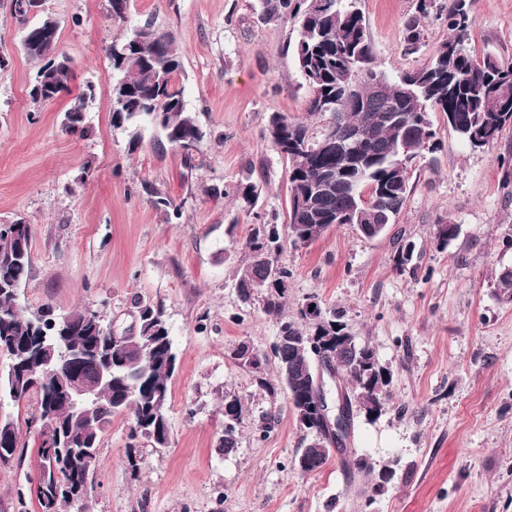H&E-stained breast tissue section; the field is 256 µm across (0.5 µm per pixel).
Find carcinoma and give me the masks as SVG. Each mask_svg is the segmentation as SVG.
Instances as JSON below:
<instances>
[{
    "mask_svg": "<svg viewBox=\"0 0 512 512\" xmlns=\"http://www.w3.org/2000/svg\"><path fill=\"white\" fill-rule=\"evenodd\" d=\"M270 19H291L298 37L294 60L310 88L306 117L273 115L267 138L274 150L290 163L288 199L310 200L305 219L287 225L288 243L306 247L318 241L335 224L360 208V194L371 185L383 190L373 206L378 224L398 222L409 189L411 163L424 151L435 148L436 133L430 113L448 117V126L472 148L480 149L501 141L512 126V64L492 55L478 57L468 49L474 17L471 0H448V39L427 63L393 76L379 68L358 0H261ZM32 32L26 54L42 62L35 79L48 77L58 94L68 91L71 65L48 70L47 58L58 52L59 23L46 15L29 25ZM423 39L418 19L406 28L403 50L413 54ZM112 69V126L146 123L163 133L175 149L185 142H199L204 133L195 113L186 107L183 90L176 83L181 62L173 37L147 20L112 40L106 50ZM359 73L357 90L350 91L354 73ZM94 98L88 84L75 94L67 110L87 111ZM327 114L330 121L323 133L344 136L363 125V154L353 157L339 149L315 155L302 164L295 161L299 148L321 141L311 134L308 118ZM64 131L87 138L91 128L81 116L69 118ZM33 225L26 222L0 224V355L9 359L0 371V403L16 406L36 397L35 411L25 420L37 430V476L34 493L41 512H59L63 505L79 503L93 489L98 468L99 445L117 414L128 416L132 443L151 441L156 448L169 444L168 420L150 414L154 398L169 401V381L177 367V354L164 310L145 304L139 310L138 330L111 337L101 316L90 309L58 316L45 305L27 313L18 303V290L31 272ZM267 250L269 261L255 253ZM282 240L278 225L255 224L241 244L246 260L238 268V288L246 299L256 295L263 310L279 317L272 356L277 363L278 384L263 376L257 383L273 394L284 388L301 430L314 432L304 421L303 399L309 394L306 370L318 350L311 339L328 340L329 356L336 371L351 386V397L368 422L381 414L389 380L376 352L354 335L338 342L347 327L336 311H324L317 319L299 310V318L282 316L288 287L283 280L292 271L281 267L284 279L272 277L270 266L279 264ZM84 351L75 366L59 363L47 371L49 358L70 348ZM112 367V385L98 405L71 401L59 395L74 371L94 377L102 366ZM224 419L234 425L224 428L221 447H237L236 424L241 420V400L224 395ZM75 444L89 442L90 454H75L54 440L57 432ZM10 436V447L0 442V462L12 460L19 448L18 428Z\"/></svg>",
    "mask_w": 512,
    "mask_h": 512,
    "instance_id": "cac0c4a2",
    "label": "carcinoma"
}]
</instances>
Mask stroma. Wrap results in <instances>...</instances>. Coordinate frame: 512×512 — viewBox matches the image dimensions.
Instances as JSON below:
<instances>
[{
  "label": "stroma",
  "mask_w": 512,
  "mask_h": 512,
  "mask_svg": "<svg viewBox=\"0 0 512 512\" xmlns=\"http://www.w3.org/2000/svg\"><path fill=\"white\" fill-rule=\"evenodd\" d=\"M381 69L423 66L448 36L445 21L421 20L424 42L405 54L417 0H358ZM107 0H46L59 23L58 47L72 61L70 90L54 101L30 96L28 58L8 0H0V222L33 224L31 274L21 302L34 311H99L117 333L138 323L139 307L162 305L178 366L170 381L168 447L145 440L128 450L117 415L99 448L97 485L82 512H512V300L494 272L512 265V128L492 148L472 149L442 113L431 116L435 148L410 169L398 224L369 240L334 225L310 246L284 248L292 270L284 313L309 298L344 313L390 372L389 398L372 424L356 421L350 443L322 469L294 463L305 434L276 379L234 354L266 357L278 319L258 299L242 300L235 270L253 225L285 224L289 161L264 135L274 114L305 117L309 89L288 49L292 24L268 22L260 0H130L129 23L154 20L181 58L178 78L203 139L190 153L160 148L148 128L112 126V70L104 48L121 24ZM470 47L512 63V0H473ZM93 84L82 139L62 129L73 91ZM251 201L235 198L238 184ZM219 187L221 197L210 194ZM166 197L179 213L156 207ZM459 225L445 250L438 221ZM413 241L420 269L397 272L399 239ZM243 407L238 445L220 451L224 396ZM19 423L23 452L0 464V512H17L36 477L34 432ZM274 428L260 437L265 419ZM395 476L379 484L378 473Z\"/></svg>",
  "instance_id": "obj_1"
}]
</instances>
